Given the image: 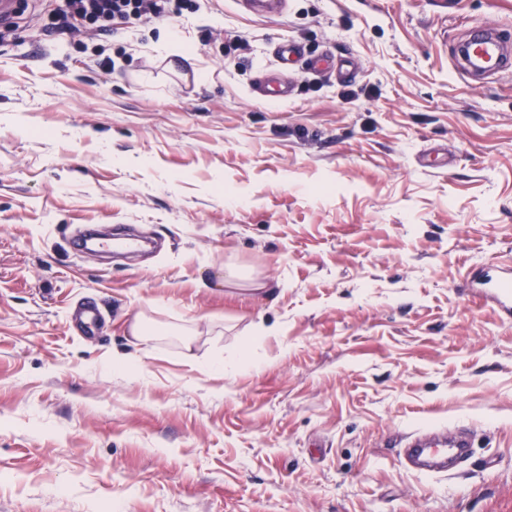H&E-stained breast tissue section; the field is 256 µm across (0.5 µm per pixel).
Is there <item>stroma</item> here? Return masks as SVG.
<instances>
[{"instance_id": "35a3bbf8", "label": "stroma", "mask_w": 512, "mask_h": 512, "mask_svg": "<svg viewBox=\"0 0 512 512\" xmlns=\"http://www.w3.org/2000/svg\"><path fill=\"white\" fill-rule=\"evenodd\" d=\"M54 6L0 24V512H512V321L469 292L512 271V68L460 55L512 53V0H196L64 36ZM277 68L291 97L257 98ZM85 224L161 248L108 263ZM429 426L470 432L458 470L402 464ZM246 9L245 13L250 15H259L263 17H276L282 12V3L280 0L256 1V0H237Z\"/></svg>"}]
</instances>
